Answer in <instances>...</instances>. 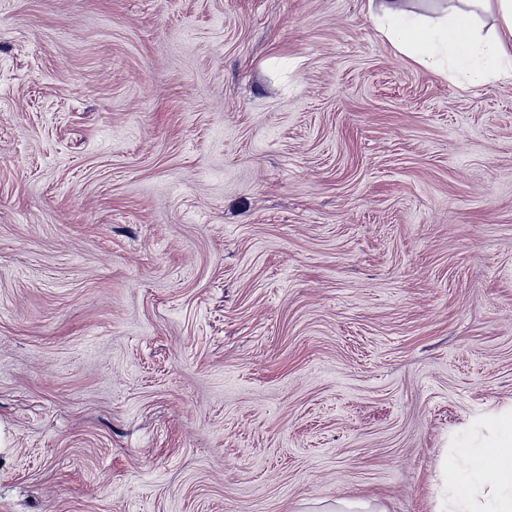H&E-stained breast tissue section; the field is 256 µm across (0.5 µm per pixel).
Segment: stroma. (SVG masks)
<instances>
[{
	"instance_id": "1",
	"label": "stroma",
	"mask_w": 512,
	"mask_h": 512,
	"mask_svg": "<svg viewBox=\"0 0 512 512\" xmlns=\"http://www.w3.org/2000/svg\"><path fill=\"white\" fill-rule=\"evenodd\" d=\"M381 0H0V512H435L512 414V80ZM374 17L396 54L441 71L445 66L461 84L512 79V1L496 0L500 26L492 37L477 34L473 14L456 11L429 23L402 9L400 0H383Z\"/></svg>"
}]
</instances>
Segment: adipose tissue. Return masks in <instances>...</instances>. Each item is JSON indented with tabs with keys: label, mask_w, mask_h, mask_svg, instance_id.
Wrapping results in <instances>:
<instances>
[{
	"label": "adipose tissue",
	"mask_w": 512,
	"mask_h": 512,
	"mask_svg": "<svg viewBox=\"0 0 512 512\" xmlns=\"http://www.w3.org/2000/svg\"><path fill=\"white\" fill-rule=\"evenodd\" d=\"M500 26L477 34L472 13L456 11L430 23L384 0L375 20L396 54L448 68L460 83L512 79V0H497ZM448 484L465 512H512V416L501 418L489 448L459 450L448 458Z\"/></svg>",
	"instance_id": "obj_1"
}]
</instances>
